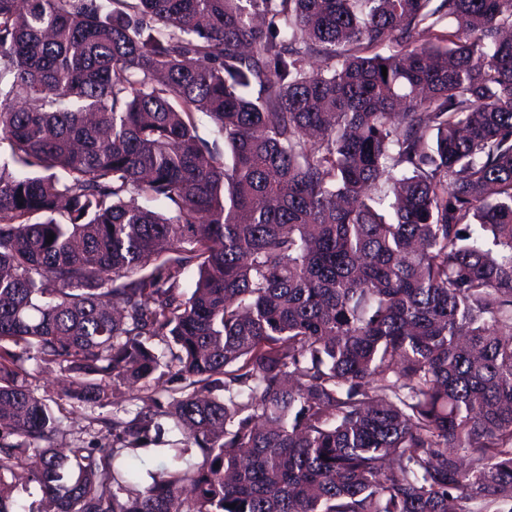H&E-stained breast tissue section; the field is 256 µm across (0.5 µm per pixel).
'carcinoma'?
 <instances>
[{
    "instance_id": "carcinoma-1",
    "label": "carcinoma",
    "mask_w": 512,
    "mask_h": 512,
    "mask_svg": "<svg viewBox=\"0 0 512 512\" xmlns=\"http://www.w3.org/2000/svg\"><path fill=\"white\" fill-rule=\"evenodd\" d=\"M0 137V512H512V0H0ZM26 369L30 373V381H32L33 387L37 388L36 393L39 395L57 398L56 394L59 391L61 382L76 381L73 375L64 373L58 366L53 364L29 360L26 363ZM99 411L97 409L95 411L87 409L82 412V415L74 417L73 420L65 421L67 441L72 440L74 436H81L86 441L93 440L94 444L112 447V433L101 423L94 422V424H90L92 418L98 416ZM17 497L33 512H46L50 510L49 504L44 500L42 492L36 483H23L19 485Z\"/></svg>"
}]
</instances>
